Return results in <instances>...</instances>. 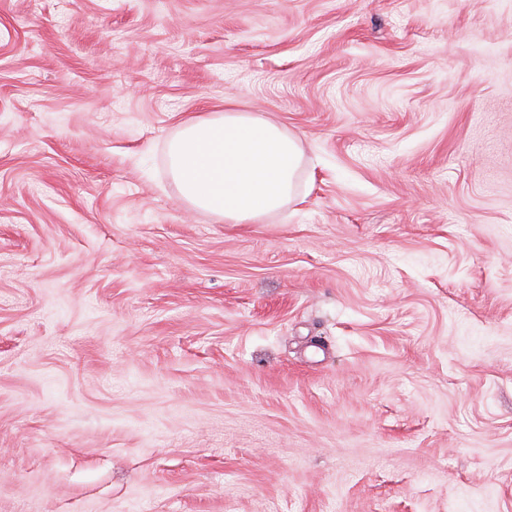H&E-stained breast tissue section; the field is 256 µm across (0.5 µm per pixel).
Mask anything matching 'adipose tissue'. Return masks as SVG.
<instances>
[{"label": "adipose tissue", "mask_w": 512, "mask_h": 512, "mask_svg": "<svg viewBox=\"0 0 512 512\" xmlns=\"http://www.w3.org/2000/svg\"><path fill=\"white\" fill-rule=\"evenodd\" d=\"M301 159L295 138L252 112L191 118L169 145L182 199L227 224L257 222L290 202Z\"/></svg>", "instance_id": "adipose-tissue-1"}]
</instances>
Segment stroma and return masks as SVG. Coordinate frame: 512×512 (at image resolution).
Segmentation results:
<instances>
[{
  "instance_id": "1",
  "label": "stroma",
  "mask_w": 512,
  "mask_h": 512,
  "mask_svg": "<svg viewBox=\"0 0 512 512\" xmlns=\"http://www.w3.org/2000/svg\"><path fill=\"white\" fill-rule=\"evenodd\" d=\"M0 512H512V0H0ZM301 159L296 139L254 112L191 118L169 145L182 199L225 224L256 223L290 202Z\"/></svg>"
}]
</instances>
